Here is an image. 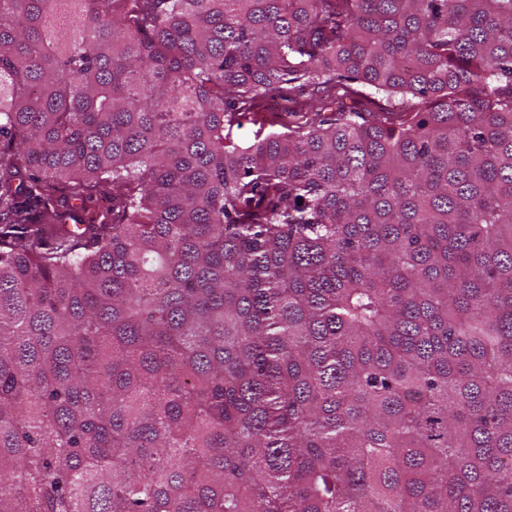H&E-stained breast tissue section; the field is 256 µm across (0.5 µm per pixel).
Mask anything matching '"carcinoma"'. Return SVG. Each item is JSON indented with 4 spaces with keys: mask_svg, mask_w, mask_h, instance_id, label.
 Wrapping results in <instances>:
<instances>
[{
    "mask_svg": "<svg viewBox=\"0 0 512 512\" xmlns=\"http://www.w3.org/2000/svg\"><path fill=\"white\" fill-rule=\"evenodd\" d=\"M0 512H512V0H0ZM299 82L293 83L291 85H286V90L283 91L281 96L276 97L273 101L269 99L266 100L262 106L258 110L257 121H245L243 125L239 127H234L233 129V137L235 140L242 144H249L255 140V135L258 131L263 133V136L276 130H282V128L278 125L270 126L267 121L264 119L273 114H280L285 112H300L299 111V103L304 99H309L313 97L315 99H327L329 96L334 97L335 90L331 88H325L323 86L313 87L306 86L302 93L299 89L297 90H288V87L297 85Z\"/></svg>",
    "mask_w": 512,
    "mask_h": 512,
    "instance_id": "cac0c4a2",
    "label": "carcinoma"
}]
</instances>
